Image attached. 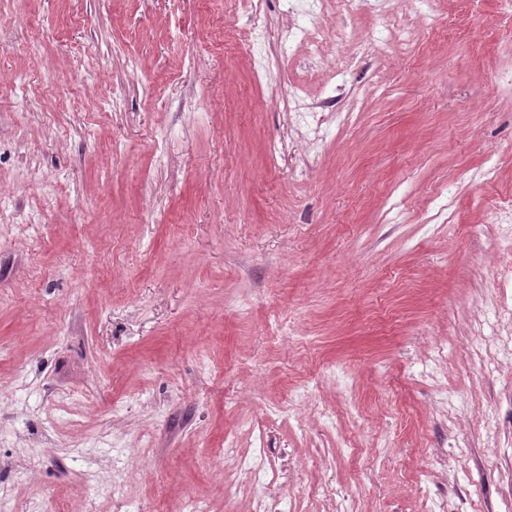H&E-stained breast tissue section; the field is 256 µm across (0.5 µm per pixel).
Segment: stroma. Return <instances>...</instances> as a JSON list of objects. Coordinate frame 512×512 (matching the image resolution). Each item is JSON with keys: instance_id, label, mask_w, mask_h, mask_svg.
I'll use <instances>...</instances> for the list:
<instances>
[{"instance_id": "35a3bbf8", "label": "stroma", "mask_w": 512, "mask_h": 512, "mask_svg": "<svg viewBox=\"0 0 512 512\" xmlns=\"http://www.w3.org/2000/svg\"><path fill=\"white\" fill-rule=\"evenodd\" d=\"M499 4L263 77L239 0H0V512H504ZM291 84L352 119L308 147Z\"/></svg>"}]
</instances>
